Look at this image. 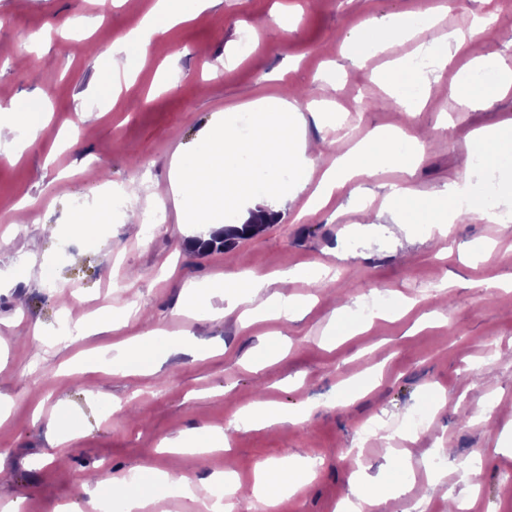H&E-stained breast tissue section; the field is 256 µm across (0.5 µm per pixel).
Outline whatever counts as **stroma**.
I'll return each mask as SVG.
<instances>
[{
  "mask_svg": "<svg viewBox=\"0 0 512 512\" xmlns=\"http://www.w3.org/2000/svg\"><path fill=\"white\" fill-rule=\"evenodd\" d=\"M155 0H0V107L17 109L21 152L0 154V505L19 512H55L62 505L87 512L83 484L121 485L146 467L172 465L198 486V501L157 494L148 512H205L200 503L216 471H233L245 494L236 512H336L350 497V475L387 471L403 493L377 512H448L451 501L472 500L470 512H512V220L484 215L485 181H506L512 192V152L474 164L466 136L512 121V90L476 106L456 92L455 75L473 74L471 52H454L440 80L430 65L414 66L421 37L384 52L368 50L358 67L347 42L364 43L393 13L434 11L437 32L468 37L475 21L496 14L483 36L488 57L482 86L498 79V58L512 59V0H213L190 21L175 25L153 46L120 96L111 90L107 48L136 28ZM72 19L69 29L59 23ZM296 86L303 103L352 115L349 136L321 131L303 111L307 141L327 140L317 171L380 129L430 132L425 158L411 172L383 169L352 187L373 195L366 213L346 196L303 213L306 195L288 204L287 217L224 251L190 254L199 226L187 223L173 199L164 221L147 228L130 220L151 213V195L169 186L174 157L194 151L219 113ZM38 99L46 114L29 138ZM105 177H98L99 169ZM473 172L469 218L448 226L445 240L429 225L393 224L385 187L397 183L418 197L437 194L449 177ZM136 184L125 209L106 224L81 227L97 194ZM299 264L326 267L328 281H300L288 291L305 302L301 318L259 321L241 328L236 316L179 308L183 284L237 271L270 274ZM105 306L129 319L121 331L60 339L63 320ZM341 320H334L336 310ZM48 345L35 346L33 326ZM156 332L154 346L133 360L148 375L113 371L108 358L121 341ZM196 338V355L178 350ZM272 338L286 353L244 367ZM380 385L348 402L344 382L362 386L370 368ZM447 407L402 448L363 443L370 420L394 429L438 392ZM256 400L306 412L297 425L235 428L236 412ZM486 405L492 419L461 422L464 408ZM63 422L68 440L55 424ZM230 439L229 451L173 460L161 443L194 442L212 430ZM482 480L463 476L474 456ZM311 460L306 487L264 510L250 493L263 462Z\"/></svg>",
  "mask_w": 512,
  "mask_h": 512,
  "instance_id": "stroma-1",
  "label": "stroma"
}]
</instances>
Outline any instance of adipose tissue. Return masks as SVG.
<instances>
[{
    "label": "adipose tissue",
    "instance_id": "1",
    "mask_svg": "<svg viewBox=\"0 0 512 512\" xmlns=\"http://www.w3.org/2000/svg\"><path fill=\"white\" fill-rule=\"evenodd\" d=\"M184 14L183 0H158L153 13L135 30L113 42L110 61L113 74L131 73L136 59L145 56L152 43L164 38L174 21ZM240 109L254 117L247 137H240L227 118H219L206 130L193 157H175L171 165L169 191L176 206L188 221L211 230L223 228L225 209L236 206L243 198L275 216L288 200L306 191L310 194L309 208L318 210L354 177H373L382 166L410 170L422 160L420 154L398 147L402 140L419 142L422 132L380 130L370 144L357 146L338 159L314 186L310 183L314 164L305 157L306 146L300 133L299 102L277 93L241 104ZM466 183V177H454L431 200L397 187L390 189L388 198L391 205L403 204L415 211L429 212L433 230L442 234L455 218L456 201L466 196ZM314 276L313 268L308 265L271 275L244 272L232 279L210 281L202 288L185 285L182 300L184 305L203 311L209 309L211 296L218 291L231 303L239 287L245 288L247 298L252 299L271 283L285 287ZM305 484L302 470L287 473L270 464L259 472L256 489L266 501L274 502L282 492L300 491ZM160 490L191 500L196 497V484L189 476L176 471H147L126 495L125 512H146Z\"/></svg>",
    "mask_w": 512,
    "mask_h": 512
}]
</instances>
